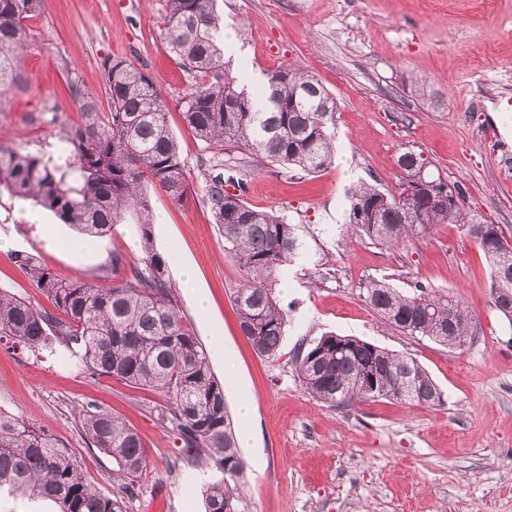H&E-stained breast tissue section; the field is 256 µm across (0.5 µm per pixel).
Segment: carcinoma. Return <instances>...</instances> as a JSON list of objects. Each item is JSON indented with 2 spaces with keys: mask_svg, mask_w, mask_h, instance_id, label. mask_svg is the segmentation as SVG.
Listing matches in <instances>:
<instances>
[{
  "mask_svg": "<svg viewBox=\"0 0 512 512\" xmlns=\"http://www.w3.org/2000/svg\"><path fill=\"white\" fill-rule=\"evenodd\" d=\"M42 0H0V107L21 81L26 23ZM164 39L195 83L181 98L182 122L208 152L200 163L202 202L224 235V250L241 272L234 293L240 330L253 350L272 357L282 342L286 314L276 294L282 270L311 257L300 225L283 214L259 210L226 185L243 186L239 172L224 169V154L245 149L273 166L318 173L335 156L336 101L313 76L284 67L265 73V83L247 90L224 61V27L216 0H166ZM110 111L76 80L68 82L83 121L59 131L57 156L0 146V188L30 201L90 235L114 224H133L143 257L130 277L102 288L88 278L62 280L35 258L15 256L58 314L0 289V339L35 349L54 336L79 351L93 376H108L157 390L167 398L163 420L172 422L184 447L204 453L224 480L203 490L205 512H238L231 484L245 470L224 388L215 378L206 347L180 315L167 261L154 244V201L146 186L159 185L180 204L189 190L178 141L168 121L167 101L141 68L108 57L102 64ZM399 185L383 191L368 182L349 197L347 233L389 249L426 237L441 224H457L481 248L493 306L512 304V232L472 213L460 182L433 170L423 152L407 149L396 159ZM365 301L396 330L454 347L471 335L472 319L457 296L418 285L411 292L385 278L366 286ZM303 384L317 400L339 407L390 398L434 406L443 393L411 356L355 336L326 334L295 360ZM90 442L112 457L117 475L131 479L148 466L139 434L103 410L81 409ZM54 503L57 512H123V501L87 482L76 457L47 431L0 409V489Z\"/></svg>",
  "mask_w": 512,
  "mask_h": 512,
  "instance_id": "obj_1",
  "label": "carcinoma"
}]
</instances>
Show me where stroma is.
<instances>
[{
  "instance_id": "stroma-1",
  "label": "stroma",
  "mask_w": 512,
  "mask_h": 512,
  "mask_svg": "<svg viewBox=\"0 0 512 512\" xmlns=\"http://www.w3.org/2000/svg\"><path fill=\"white\" fill-rule=\"evenodd\" d=\"M217 11L225 25L247 23V55L234 72L299 67L336 100V157L323 171L287 172L247 150L228 162L247 170L248 203L288 214L316 240L313 257L279 278L287 325L277 356H258L239 328L233 294L241 275L201 202L204 151L182 124L179 101L191 79L163 39L166 0H43L27 23L23 84L0 112V145L54 153L60 129L82 120L71 76L109 111L107 56L142 68L161 89L191 192L176 205L151 188L154 241L168 273L193 271L192 287H175L181 313L206 347L220 341L230 355L210 365L231 417L240 402L251 408L255 439L241 451L238 512H512V326L492 306L478 244L456 224L397 250L342 230L350 188L364 180L395 189L396 158L408 149L461 182L470 210L512 228V167L494 152L512 151V0H218ZM47 103L58 106L56 123L41 116ZM31 209L0 191V241L11 244L0 250V287L35 307L49 302L15 254L102 287L140 262L133 225L86 239L48 214L29 223ZM48 226L56 245L45 242ZM116 252L126 259L117 270ZM381 277L403 290L459 293L472 339L449 348L386 324L364 298L367 281ZM328 333L411 355L442 389V403L317 401L297 376L295 355ZM165 405L162 393L89 375L57 339L36 350L0 342V408L61 439L100 492L122 496L125 512H204L203 484L222 477L187 455L178 430L159 418ZM82 408L110 411L142 437L150 466L135 478L134 495L123 496L111 457L83 434ZM194 474L203 484L190 483Z\"/></svg>"
}]
</instances>
